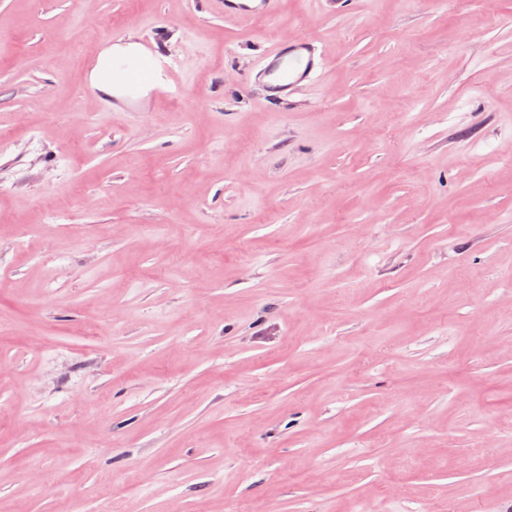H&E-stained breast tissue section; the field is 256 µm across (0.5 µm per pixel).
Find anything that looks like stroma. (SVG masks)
I'll use <instances>...</instances> for the list:
<instances>
[{"mask_svg":"<svg viewBox=\"0 0 512 512\" xmlns=\"http://www.w3.org/2000/svg\"><path fill=\"white\" fill-rule=\"evenodd\" d=\"M0 130V512H512V0H0ZM224 18L250 20L275 17L281 11L282 0H224ZM324 60L311 37L280 40L267 50L259 67L249 76L248 86L257 85L262 102L271 109L288 106L295 90L318 81ZM139 55L145 63L151 62V53L138 43H116L102 49L92 63L87 78L104 99L120 98L127 94L112 85L108 73L122 65L129 56Z\"/></svg>","mask_w":512,"mask_h":512,"instance_id":"35a3bbf8","label":"stroma"}]
</instances>
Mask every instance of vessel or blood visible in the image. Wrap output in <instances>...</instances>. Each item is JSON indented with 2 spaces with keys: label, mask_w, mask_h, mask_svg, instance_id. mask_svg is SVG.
Here are the masks:
<instances>
[{
  "label": "vessel or blood",
  "mask_w": 512,
  "mask_h": 512,
  "mask_svg": "<svg viewBox=\"0 0 512 512\" xmlns=\"http://www.w3.org/2000/svg\"><path fill=\"white\" fill-rule=\"evenodd\" d=\"M223 5L225 18L240 21L277 16L282 0H224ZM323 68L324 60L316 40L299 36L274 43L248 83L260 88L262 101L268 108L281 109L289 105L295 90L318 81Z\"/></svg>",
  "instance_id": "1"
}]
</instances>
